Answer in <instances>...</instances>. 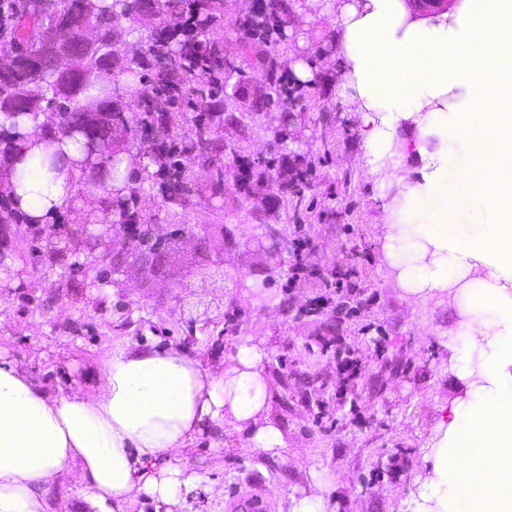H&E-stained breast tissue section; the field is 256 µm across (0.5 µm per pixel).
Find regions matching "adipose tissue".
I'll return each instance as SVG.
<instances>
[{"label": "adipose tissue", "mask_w": 512, "mask_h": 512, "mask_svg": "<svg viewBox=\"0 0 512 512\" xmlns=\"http://www.w3.org/2000/svg\"><path fill=\"white\" fill-rule=\"evenodd\" d=\"M313 3L336 17L341 86L359 114L371 174L429 211L403 262L401 227L385 211L399 282L422 298L458 284L469 299L467 344L456 357L469 397L441 424L418 512H465L471 499L474 512H512V0H457L416 19L405 0ZM450 112L429 164L410 178L396 152L423 154L434 117ZM7 125L17 148L1 188L39 227L71 204L81 138L31 115ZM401 128L417 130L416 139L397 141ZM451 138L465 140L466 154L449 156ZM463 207L481 210L483 222L458 223ZM479 268L483 277L469 279ZM265 356L249 336L227 365L129 343L102 358L93 388L71 393L0 359V512H132L145 499L173 512L195 490L219 496L186 463L204 431L215 448L228 425L258 454L278 458L287 446L270 417ZM74 473L78 499L50 498Z\"/></svg>", "instance_id": "adipose-tissue-1"}]
</instances>
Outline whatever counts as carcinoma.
I'll use <instances>...</instances> for the list:
<instances>
[{"label":"carcinoma","instance_id":"cac0c4a2","mask_svg":"<svg viewBox=\"0 0 512 512\" xmlns=\"http://www.w3.org/2000/svg\"><path fill=\"white\" fill-rule=\"evenodd\" d=\"M218 2L58 0L57 7L46 17L52 24L69 27L76 36L89 20L95 21L108 39L117 20L133 19L144 13L156 17V26L149 34L134 38L120 49L105 45L102 54L111 57L112 62L103 65L95 59L102 85L99 94L92 97L90 89L96 83L76 82L43 51L45 30L38 20L43 8L34 0L17 21L14 40L0 48V56L21 61L8 78H0V113L15 117L37 111L39 105L30 102L24 87L57 72L59 81L47 102L58 105L66 121L75 127L85 125L91 112L98 116L93 136L86 140L95 137L103 147L112 148V170H104L107 175L119 173V154L128 155L133 172L129 182L133 186L124 187L127 200L138 194L139 187L134 182L139 177H153L149 171L151 163L158 165V174L171 171L178 181L176 194L169 200L177 201L184 190L195 191L193 171L178 160L182 155H192L217 172L215 192H220L226 177L232 175L264 189L271 198L269 208L277 209L280 196L274 190L279 187V173L274 165L257 160L232 169L231 163L241 159L240 146L227 141L217 145L213 121L219 112L222 124L234 125L238 123L239 107L249 112L275 107L283 112V119L272 139L277 144L288 141L293 119L288 114V67L278 44L288 40L294 0H247L245 12L233 26L241 53L254 58L263 76L264 92L255 97L248 93L249 79L237 65L236 57L225 53L224 38L210 36L218 22ZM232 73L239 74L240 79L234 92L236 107L231 109L226 80ZM122 80L141 86L136 103L125 100ZM189 111L195 113L191 128L176 145L170 133L178 124V117Z\"/></svg>","mask_w":512,"mask_h":512}]
</instances>
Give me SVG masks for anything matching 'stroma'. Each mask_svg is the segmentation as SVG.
I'll list each match as a JSON object with an SVG mask.
<instances>
[{
	"instance_id": "35a3bbf8",
	"label": "stroma",
	"mask_w": 512,
	"mask_h": 512,
	"mask_svg": "<svg viewBox=\"0 0 512 512\" xmlns=\"http://www.w3.org/2000/svg\"><path fill=\"white\" fill-rule=\"evenodd\" d=\"M334 35L333 16L306 5L279 47L287 62L312 60L319 70L287 145L270 140L281 120L274 110L217 128L251 158L275 159L288 180L297 156L306 155L310 209L271 215L232 179L212 195L215 172L201 164V190L183 207L167 198L169 178H150L133 208L170 227L167 257L152 272L137 261L127 231L98 238L97 222L111 223L121 200L91 171L78 177L70 208L37 230L0 192V357L48 386L86 387L89 369L119 343H175L217 362L230 359L244 337L262 343L271 415L287 440L283 456L254 454L245 433L229 427L220 448L200 436L188 464L224 495L193 492L179 512H239L255 483L268 512H280L293 490L313 491L318 479L332 512H414L432 475L439 424L468 397L451 367L465 343L459 298L406 293L386 259L383 208L396 191L369 173L359 115L340 94ZM89 218L94 225L76 251L49 260L46 238L67 237ZM270 223L279 238H269ZM216 224L225 227L220 244ZM298 238L308 242V271L294 279ZM339 270L356 313L318 302ZM346 358L358 362L347 383L339 370Z\"/></svg>"
}]
</instances>
